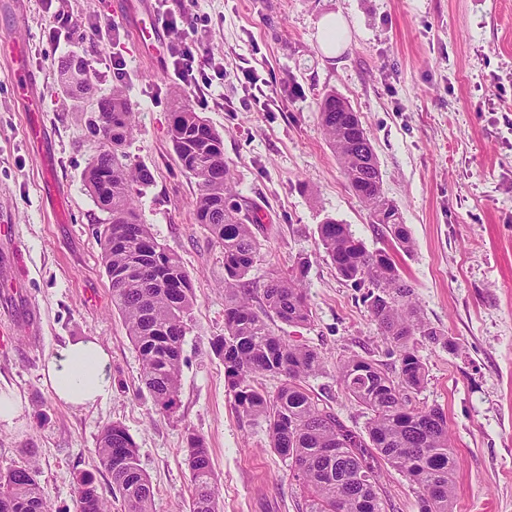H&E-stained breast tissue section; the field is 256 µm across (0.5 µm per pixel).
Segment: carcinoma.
Wrapping results in <instances>:
<instances>
[{"label": "carcinoma", "mask_w": 512, "mask_h": 512, "mask_svg": "<svg viewBox=\"0 0 512 512\" xmlns=\"http://www.w3.org/2000/svg\"><path fill=\"white\" fill-rule=\"evenodd\" d=\"M61 84L72 98L88 93L81 59L69 62ZM92 112L89 134L99 143V152L85 178L98 207L108 214L99 242L112 306L139 354L152 410L170 416L179 406L181 345L194 304L192 281L178 255L143 223L131 197V185L151 181V173L125 162L122 148L133 130L125 91L113 87ZM318 112L322 133L372 223L381 226L392 250L412 252L411 232L396 204L385 196L357 113L334 91L323 96ZM168 133L181 168L197 179L196 221L224 252V335L212 339L211 348L224 362L225 386L237 411L265 419L272 448L290 462L292 477L306 493L305 512H386L375 465L379 459L405 473L416 488L420 512H453L455 460L447 416L438 408L410 406L409 394L426 382L417 338L441 343L450 351L457 344L424 317L393 255L384 249L367 250L348 225L334 219L317 227L318 249L337 275L356 287L367 286L364 302L370 318L396 357L391 375L358 354L346 357L337 368L343 391L367 415L359 433L304 386L306 378L323 371L321 354L274 330L277 321L293 327L311 323L304 287L309 262L301 259L286 274L271 272L262 283L251 282L248 275L261 250L252 230L257 217L232 188L223 137L187 107L173 112ZM257 295L260 309L253 305ZM263 375L282 378L275 395L254 385ZM184 451L193 487L189 512H219V488L205 439L187 431ZM94 454L109 476L110 493L123 499L125 512H155L153 487L123 426L104 427ZM37 476L34 465L0 470V512H50ZM76 512H107V499L91 474L80 478Z\"/></svg>", "instance_id": "obj_1"}]
</instances>
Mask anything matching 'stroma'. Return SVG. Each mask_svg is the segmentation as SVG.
<instances>
[{"mask_svg": "<svg viewBox=\"0 0 512 512\" xmlns=\"http://www.w3.org/2000/svg\"><path fill=\"white\" fill-rule=\"evenodd\" d=\"M159 4L64 0L77 24L109 18L117 32L107 45L76 34L55 46L44 0H0V229H9L0 232V326L14 329L0 341V386L26 401L13 426L0 425V469L37 461L52 512H74L80 474L108 483L92 450L101 429L118 423L136 443L156 512H186L191 430L209 448L221 512H305L303 489L271 448L265 420L237 412L211 349L224 333V254L195 220L197 180L178 165L168 129L171 112L185 105L223 136L234 190L258 218L253 278L308 258L313 321L276 330L324 354V371L305 385L360 431L364 410L340 387L336 364L355 353L390 371L395 359L364 289L319 252L317 226L347 224L372 252L387 242L322 134L317 104L333 91L358 113L384 193L414 240L411 254L395 256L400 273L425 318L458 344L451 351L419 342L427 380L412 397L447 416L454 512H512V0H188L208 20L198 41L224 68L203 95L181 87L162 43L134 34ZM330 13L347 23L335 55L319 40ZM15 45L26 51L30 101L10 81ZM108 55L125 61L122 72L105 67ZM75 57L91 75L92 96L80 102L58 85L59 68ZM243 68L257 86L236 81ZM116 85L134 112L126 162L152 175L133 184L134 204L157 241L180 256L194 289L172 417L152 411L138 353L112 307L97 238L105 214L84 183L98 152L90 109ZM37 120L44 135L28 138ZM81 336L108 348L112 394L74 409L43 370L48 353ZM380 472L388 512H420L405 474L386 463Z\"/></svg>", "mask_w": 512, "mask_h": 512, "instance_id": "35a3bbf8", "label": "stroma"}]
</instances>
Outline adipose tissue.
<instances>
[{
  "instance_id": "ef3b65f1",
  "label": "adipose tissue",
  "mask_w": 512,
  "mask_h": 512,
  "mask_svg": "<svg viewBox=\"0 0 512 512\" xmlns=\"http://www.w3.org/2000/svg\"><path fill=\"white\" fill-rule=\"evenodd\" d=\"M44 374L55 396L74 408L104 402L112 393L111 356L94 338L79 339L47 355Z\"/></svg>"
}]
</instances>
